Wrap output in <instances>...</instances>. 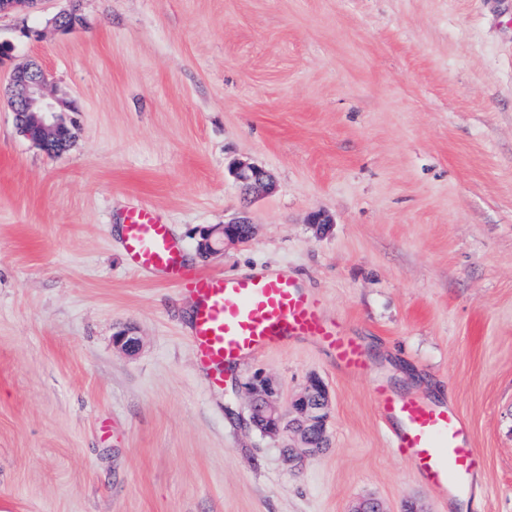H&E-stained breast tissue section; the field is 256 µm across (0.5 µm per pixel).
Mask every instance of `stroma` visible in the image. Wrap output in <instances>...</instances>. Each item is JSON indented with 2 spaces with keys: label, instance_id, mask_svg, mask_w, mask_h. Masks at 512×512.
I'll list each match as a JSON object with an SVG mask.
<instances>
[{
  "label": "stroma",
  "instance_id": "1",
  "mask_svg": "<svg viewBox=\"0 0 512 512\" xmlns=\"http://www.w3.org/2000/svg\"><path fill=\"white\" fill-rule=\"evenodd\" d=\"M69 7L0 15V84L36 64L74 106L51 156L0 98V512H449L390 448L379 384L452 400L481 457L456 512H512V0H80L63 31ZM238 161L273 189L244 194ZM139 202L192 270L288 271L364 373L297 341L209 391L187 296L114 234ZM241 215L249 242L201 259L200 228ZM259 372L286 403L328 388L300 468L249 421Z\"/></svg>",
  "mask_w": 512,
  "mask_h": 512
}]
</instances>
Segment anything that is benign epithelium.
<instances>
[{
    "label": "benign epithelium",
    "mask_w": 512,
    "mask_h": 512,
    "mask_svg": "<svg viewBox=\"0 0 512 512\" xmlns=\"http://www.w3.org/2000/svg\"><path fill=\"white\" fill-rule=\"evenodd\" d=\"M16 93L9 100L16 127L21 135L45 150L52 140L69 130L61 113L71 112L74 106L54 97L47 89V76L37 67L18 68L11 78ZM236 181L244 191L256 192L272 186L270 175L261 167L239 163L232 169ZM253 234V225L245 218L203 228L196 242L199 257L208 259L224 251V244L245 243ZM250 416L264 421L263 435L278 437L288 431L286 414L282 410L278 390L268 377L257 374L248 383ZM329 394L317 376L309 378L304 391L291 403L300 444L289 447L288 462L299 466L306 458L320 452L318 441H327Z\"/></svg>",
    "instance_id": "1"
}]
</instances>
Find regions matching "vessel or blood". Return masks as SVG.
I'll return each mask as SVG.
<instances>
[{
  "instance_id": "obj_1",
  "label": "vessel or blood",
  "mask_w": 512,
  "mask_h": 512,
  "mask_svg": "<svg viewBox=\"0 0 512 512\" xmlns=\"http://www.w3.org/2000/svg\"><path fill=\"white\" fill-rule=\"evenodd\" d=\"M123 248L131 270L184 285L194 308L189 341L212 387H223L228 366L295 340L326 351L345 375L364 372L360 339L328 316L321 301L287 271L257 267L225 276L188 270L169 225L142 203L126 213ZM374 401L392 448L419 480L448 502L473 489L478 451L457 408L383 386L376 387Z\"/></svg>"
}]
</instances>
